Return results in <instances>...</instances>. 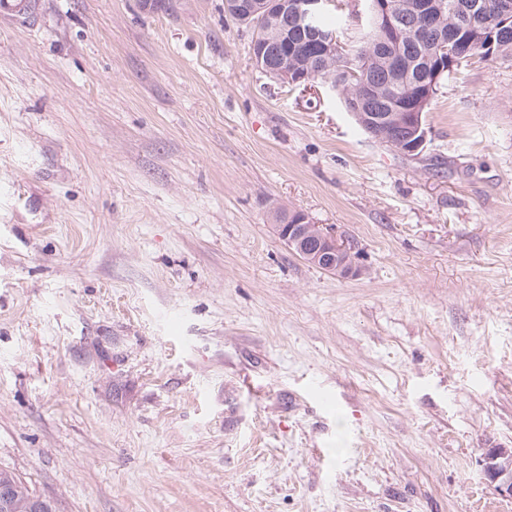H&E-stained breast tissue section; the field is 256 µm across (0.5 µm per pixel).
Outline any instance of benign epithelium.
<instances>
[{
    "mask_svg": "<svg viewBox=\"0 0 512 512\" xmlns=\"http://www.w3.org/2000/svg\"><path fill=\"white\" fill-rule=\"evenodd\" d=\"M334 0H230L226 11L235 18L251 25H259L262 43L259 69L284 83H308L316 72L288 68V57L279 53L272 43L265 41L263 33L271 28L294 29L309 34L313 57L328 62L340 52L342 41L336 32L315 26L319 15L327 11ZM351 17L358 24L370 20V32L366 38L371 49L398 46L405 39L415 43L425 41L431 30H441L446 23L454 24L467 32L466 42L489 48L494 38L512 29V0H503L493 17L476 26L460 18V7L446 0H421L411 7V23L405 24L393 0H353ZM458 37L438 39L425 56V71L416 84V92L409 104L389 107L380 117L373 109L387 102L382 85L368 60L352 68L339 71V80L355 88L351 112L362 126L374 127L385 122V129L377 131V139L407 154L420 152L426 143L425 110L429 107L448 72L463 60L465 52ZM276 231L288 248L309 264L339 276H354L360 266L353 254L358 245L352 239L331 234L319 225L312 224L299 212H286L276 216ZM485 478L496 491L512 499V448H488L481 458Z\"/></svg>",
    "mask_w": 512,
    "mask_h": 512,
    "instance_id": "benign-epithelium-1",
    "label": "benign epithelium"
}]
</instances>
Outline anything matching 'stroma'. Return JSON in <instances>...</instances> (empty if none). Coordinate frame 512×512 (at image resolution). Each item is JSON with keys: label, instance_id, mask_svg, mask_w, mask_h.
I'll use <instances>...</instances> for the list:
<instances>
[{"label": "stroma", "instance_id": "obj_1", "mask_svg": "<svg viewBox=\"0 0 512 512\" xmlns=\"http://www.w3.org/2000/svg\"><path fill=\"white\" fill-rule=\"evenodd\" d=\"M251 38L224 0L0 20V469L58 512H512L479 465L512 448V60L408 156ZM276 219L279 238L309 264L339 276L360 273L361 268L353 257L358 245L352 239L331 234L317 224H310L307 217L299 212L277 214Z\"/></svg>", "mask_w": 512, "mask_h": 512}]
</instances>
